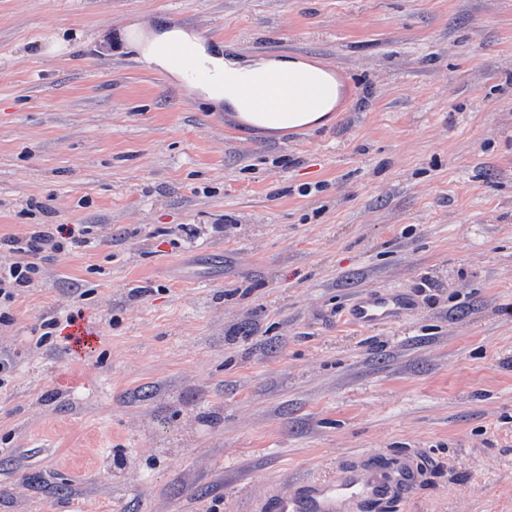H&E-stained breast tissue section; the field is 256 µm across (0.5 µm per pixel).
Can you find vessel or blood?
Masks as SVG:
<instances>
[{"instance_id":"b4317fda","label":"vessel or blood","mask_w":512,"mask_h":512,"mask_svg":"<svg viewBox=\"0 0 512 512\" xmlns=\"http://www.w3.org/2000/svg\"><path fill=\"white\" fill-rule=\"evenodd\" d=\"M295 82L276 80L264 86L242 89L247 109L262 110L288 104ZM419 309L417 295L401 290H362L351 299L345 321L356 328L370 329L405 321ZM420 469L415 457L392 460L367 456L338 468L322 479H302L285 494L270 492L260 512H392L419 485Z\"/></svg>"}]
</instances>
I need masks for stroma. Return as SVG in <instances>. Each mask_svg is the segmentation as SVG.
<instances>
[{
  "mask_svg": "<svg viewBox=\"0 0 512 512\" xmlns=\"http://www.w3.org/2000/svg\"><path fill=\"white\" fill-rule=\"evenodd\" d=\"M167 21L344 95L242 127L122 37ZM31 224L95 241L0 328V512H255L405 452L396 512H512V0H0V236ZM380 287L418 313L344 326ZM49 314L92 347H35Z\"/></svg>",
  "mask_w": 512,
  "mask_h": 512,
  "instance_id": "1",
  "label": "stroma"
}]
</instances>
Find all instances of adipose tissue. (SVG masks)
Here are the masks:
<instances>
[{
  "instance_id": "1",
  "label": "adipose tissue",
  "mask_w": 512,
  "mask_h": 512,
  "mask_svg": "<svg viewBox=\"0 0 512 512\" xmlns=\"http://www.w3.org/2000/svg\"><path fill=\"white\" fill-rule=\"evenodd\" d=\"M125 39L137 51L139 61L146 67L164 72L177 81H184L186 68L174 55L159 53L162 45H191L194 61L209 76L207 82L193 84L194 96L216 112L235 113L240 123L249 129L282 131L291 128L322 125L332 112L339 94L333 76L302 57L275 55L242 59L224 55L200 33L177 24H162L142 29L133 24L126 28ZM302 75L304 85L296 91V101L288 110H245L236 94L237 89L264 82L274 76ZM319 87L323 90L321 101L314 106L306 102V90Z\"/></svg>"
}]
</instances>
